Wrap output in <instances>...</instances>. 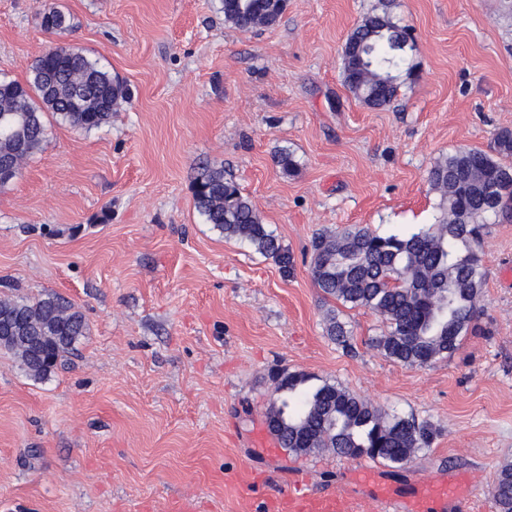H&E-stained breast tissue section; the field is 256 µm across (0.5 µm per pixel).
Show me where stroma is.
<instances>
[{"mask_svg": "<svg viewBox=\"0 0 512 512\" xmlns=\"http://www.w3.org/2000/svg\"><path fill=\"white\" fill-rule=\"evenodd\" d=\"M50 9L70 32L41 28ZM381 12L412 30L417 75L371 108L344 86L342 51ZM56 45L128 98L88 132L46 116L42 149L0 188V298L58 294L87 322L47 379L0 351V512H176L184 498L193 512H271L300 470L314 492L345 493L355 459L254 442L280 400L275 370L428 421L430 447L377 463L381 484L410 499L453 472L472 479L477 512H495L491 483L512 463V222L484 239L481 335L425 367L384 357V325L362 308L339 310L354 352L326 336L311 240L434 223L436 160L512 130V0H286L277 24L248 32L222 0H0V79L25 81ZM215 166L292 253L291 276L197 211Z\"/></svg>", "mask_w": 512, "mask_h": 512, "instance_id": "stroma-1", "label": "stroma"}]
</instances>
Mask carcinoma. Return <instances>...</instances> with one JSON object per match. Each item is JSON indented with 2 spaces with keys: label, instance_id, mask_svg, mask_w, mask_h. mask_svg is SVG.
Masks as SVG:
<instances>
[{
  "label": "carcinoma",
  "instance_id": "1",
  "mask_svg": "<svg viewBox=\"0 0 512 512\" xmlns=\"http://www.w3.org/2000/svg\"><path fill=\"white\" fill-rule=\"evenodd\" d=\"M285 0H223L224 19L242 31L275 25ZM41 28L62 34L72 28L59 10L40 14ZM414 41L387 15H368L349 34L343 55V80L349 92L371 108L391 104L410 79ZM124 87L99 63L81 52L41 54L24 81H0V162L12 176L45 141V115L91 131L107 124ZM495 154L458 149L428 173L439 192L435 223L407 235H379L360 225H338L311 242V275L316 288L344 307L364 308L383 322L373 341L386 358L410 367L427 366L458 350L462 337L478 330V298L484 286L483 240L490 217L512 219V130L495 138ZM195 205L206 223L236 237L281 272L293 273V258L270 231L251 200L222 168L207 170L195 187ZM22 310L34 332L46 339L50 362H37L27 345L6 342L33 377L43 379L62 365L85 334L84 315L59 295L0 298V315ZM325 332L353 352V330L328 311ZM275 390L288 397L272 414L279 445L297 454L330 449L339 456L367 457L394 467L408 464L429 447L431 425L414 415H390L345 388L325 383L301 388L303 373L275 375ZM496 512H512V464L496 473L491 487Z\"/></svg>",
  "mask_w": 512,
  "mask_h": 512
}]
</instances>
